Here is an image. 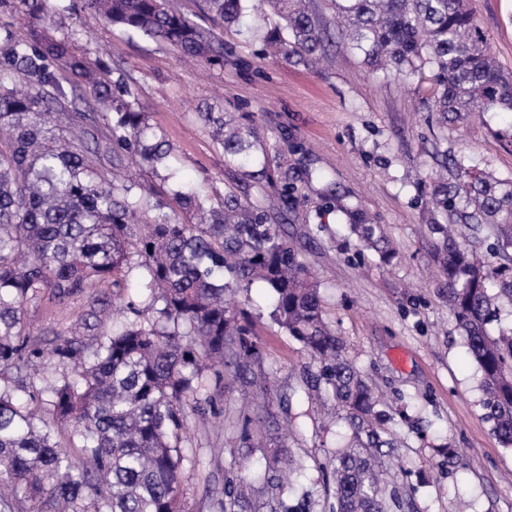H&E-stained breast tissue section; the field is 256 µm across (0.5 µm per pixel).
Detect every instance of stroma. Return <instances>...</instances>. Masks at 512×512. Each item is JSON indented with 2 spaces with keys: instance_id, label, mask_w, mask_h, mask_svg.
<instances>
[{
  "instance_id": "stroma-1",
  "label": "stroma",
  "mask_w": 512,
  "mask_h": 512,
  "mask_svg": "<svg viewBox=\"0 0 512 512\" xmlns=\"http://www.w3.org/2000/svg\"><path fill=\"white\" fill-rule=\"evenodd\" d=\"M503 70L512 72V0H471ZM277 21L270 10L257 14L249 36L224 33V65L195 64L169 46L123 38L95 17L51 14L56 35L71 34L90 57L119 64L139 82L140 101L153 131L176 157L154 179L164 189L194 182L207 193L246 188L269 213H277L275 189L245 185L242 168L227 163L197 119L209 104L255 122L269 161L308 167L288 234L300 261L320 285L331 328L346 354L384 398L396 442L387 473L390 488L411 512H512V447L492 432L482 407V376L468 353L431 277L427 220L421 182L440 170L445 155L466 153L480 168L512 176V114L489 112L460 125H428L415 82L385 72L371 73L343 44L330 49L320 70L293 66L262 55V37ZM305 145L291 152L290 141ZM333 185L354 195L385 224L399 258L380 263L344 224L326 213L324 189ZM269 292L253 285L238 296L251 311L262 345L261 366L276 390L224 371L212 415H191L192 442L184 448L180 499L184 512H210L213 496L229 476L254 487L264 478L263 453L240 440L241 404L255 398L270 420L290 418L287 445L302 457L306 472L297 490L308 493L312 512H332L335 500L322 468L348 442L333 399L308 398L302 376L318 364L269 318ZM83 301L28 306L34 332L69 336ZM290 397L281 407L280 393Z\"/></svg>"
}]
</instances>
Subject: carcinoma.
<instances>
[{
	"instance_id": "1",
	"label": "carcinoma",
	"mask_w": 512,
	"mask_h": 512,
	"mask_svg": "<svg viewBox=\"0 0 512 512\" xmlns=\"http://www.w3.org/2000/svg\"><path fill=\"white\" fill-rule=\"evenodd\" d=\"M217 27L170 0H84L85 11L127 38L161 41L209 65H224L223 30L239 26L255 0H205ZM280 23L263 42L287 64L313 67L328 56L330 25L311 0H265ZM337 34L372 72L403 80L431 73L422 109L443 124L481 112H512V73L491 56L470 0H327ZM33 26L21 37L0 23V512H181L179 482L188 441V411L204 416L224 365L249 371L261 344L248 312L226 296L259 282L269 316L319 362L307 395L342 408L352 437L336 452V512H390L404 504L384 481L386 414L375 390L343 357V342L324 318L318 286L282 228L293 207L295 171L252 155L256 127L208 106L198 113L214 142L244 175L278 190L276 217L231 190L211 198L184 188L166 203L145 180L107 177L126 167L167 165L171 146L148 124L140 88L123 69L92 60L55 35L49 13L71 0H0ZM333 210L363 246L390 265L397 257L384 226L358 203ZM427 229L437 286L470 356L483 375L485 418L512 447V328L492 336L501 300L512 302V178L452 159L451 177L430 181ZM454 224H486L491 251L481 261ZM142 299H128L133 287ZM88 298L90 318L123 303L124 320L89 337L48 341L30 333L25 308L49 300ZM73 373L44 390L35 366L44 358ZM43 405V415L31 405ZM243 444L265 448L253 425L268 420L242 411ZM306 469L292 456L266 457L262 489L229 482L214 512H310L302 496L281 492Z\"/></svg>"
}]
</instances>
